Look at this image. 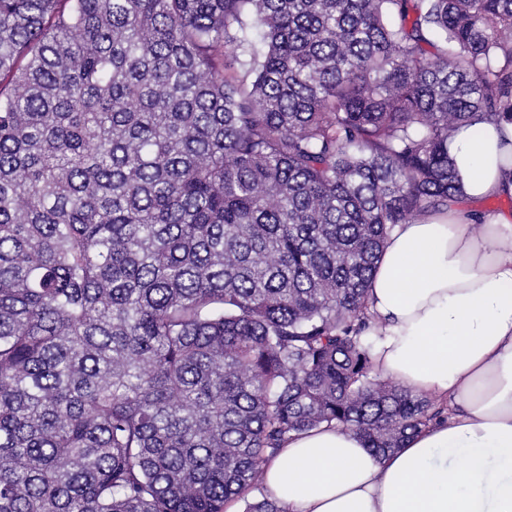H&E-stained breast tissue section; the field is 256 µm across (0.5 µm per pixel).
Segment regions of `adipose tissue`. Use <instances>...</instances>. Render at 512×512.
I'll use <instances>...</instances> for the list:
<instances>
[{"mask_svg":"<svg viewBox=\"0 0 512 512\" xmlns=\"http://www.w3.org/2000/svg\"><path fill=\"white\" fill-rule=\"evenodd\" d=\"M464 200L390 232L368 301L376 372L448 406V419L373 457L353 432L291 436L265 467L280 512H512V216L467 201L512 194V125L449 145Z\"/></svg>","mask_w":512,"mask_h":512,"instance_id":"adipose-tissue-1","label":"adipose tissue"}]
</instances>
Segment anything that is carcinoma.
Listing matches in <instances>:
<instances>
[{
  "label": "carcinoma",
  "mask_w": 512,
  "mask_h": 512,
  "mask_svg": "<svg viewBox=\"0 0 512 512\" xmlns=\"http://www.w3.org/2000/svg\"><path fill=\"white\" fill-rule=\"evenodd\" d=\"M512 124V0H0V512H280L444 408L375 372L388 234Z\"/></svg>",
  "instance_id": "cac0c4a2"
}]
</instances>
